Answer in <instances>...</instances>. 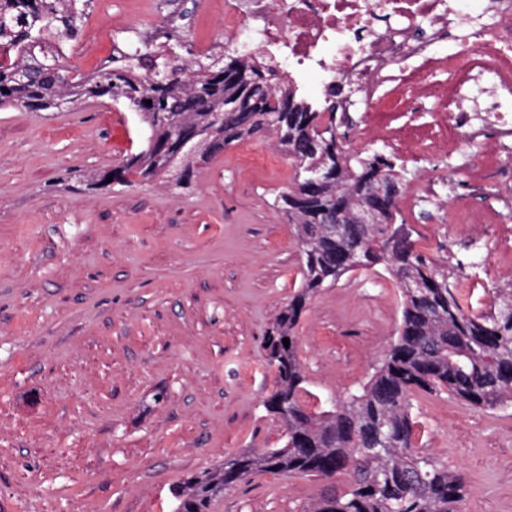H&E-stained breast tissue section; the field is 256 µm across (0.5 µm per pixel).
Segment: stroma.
<instances>
[{"instance_id":"stroma-1","label":"stroma","mask_w":512,"mask_h":512,"mask_svg":"<svg viewBox=\"0 0 512 512\" xmlns=\"http://www.w3.org/2000/svg\"><path fill=\"white\" fill-rule=\"evenodd\" d=\"M196 50L236 44L224 0H185ZM165 0H94L62 64L94 71L162 25ZM120 114L110 125V114ZM140 145L135 116L108 100L54 114L0 110V512H172L192 473L243 450L282 445L264 400L274 388L263 336L300 283L294 228L274 211L294 175L288 158L258 166L274 139L233 144L191 186L91 187ZM468 146L448 160L436 199L399 206L437 258L481 261L474 311L512 289V259L486 265L487 228L441 233V204ZM401 322L382 269L322 289L296 334L309 404L366 382ZM165 390L163 403L153 401ZM416 445L461 472V512H512V407L477 410L421 393ZM318 477L257 471L209 512H298Z\"/></svg>"}]
</instances>
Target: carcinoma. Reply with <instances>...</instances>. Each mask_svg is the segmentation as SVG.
<instances>
[{"label": "carcinoma", "mask_w": 512, "mask_h": 512, "mask_svg": "<svg viewBox=\"0 0 512 512\" xmlns=\"http://www.w3.org/2000/svg\"><path fill=\"white\" fill-rule=\"evenodd\" d=\"M93 0H0V108L29 112L76 108L107 98L136 114L151 141L96 183L127 186L133 178L162 184L194 182L199 164L235 142L272 137L294 166L291 186L272 207L294 226L302 252L300 284L268 327L266 363L276 388L264 408L283 428L279 448L245 451L188 476L173 492V512H207L210 501L255 471L310 474L328 481L344 470L341 490L330 483L300 512H459L462 475L415 447L421 391L448 393L475 409L512 406V291L482 313L469 310L463 283L476 263H437L416 248L397 222V205L378 209L375 224L326 223L340 206L357 217L375 184L399 197L402 176L391 157L350 152L333 107L298 96L270 62L244 50L194 54L184 49L179 21L167 15V37L132 51L116 49L95 71L59 64V42L78 40ZM288 102L282 101V94ZM152 101V105L145 101ZM186 130L194 138L179 144ZM382 268L401 299L396 341L381 366L356 391L315 409L303 399L306 375L295 329L311 299L356 270ZM289 339L284 346L282 339Z\"/></svg>", "instance_id": "cac0c4a2"}]
</instances>
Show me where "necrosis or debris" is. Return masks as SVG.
Masks as SVG:
<instances>
[{"mask_svg": "<svg viewBox=\"0 0 512 512\" xmlns=\"http://www.w3.org/2000/svg\"><path fill=\"white\" fill-rule=\"evenodd\" d=\"M489 15L472 40L444 43L451 25ZM261 24L294 73L352 87L366 112L352 147L380 143L421 163L458 156L465 143L486 150L467 169L472 182L512 173V0H237L224 29ZM485 85L471 94L469 83ZM436 111L422 113L420 100Z\"/></svg>", "mask_w": 512, "mask_h": 512, "instance_id": "necrosis-or-debris-1", "label": "necrosis or debris"}]
</instances>
